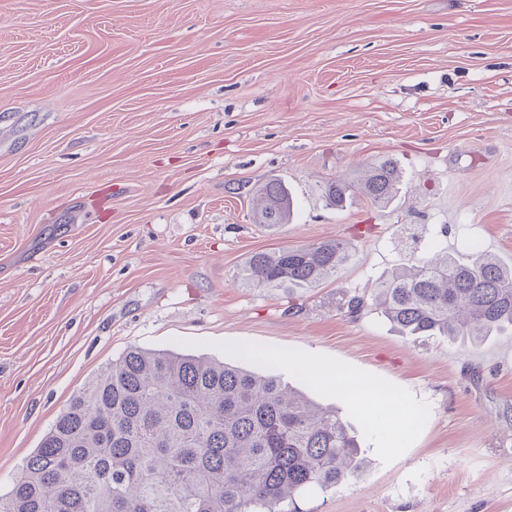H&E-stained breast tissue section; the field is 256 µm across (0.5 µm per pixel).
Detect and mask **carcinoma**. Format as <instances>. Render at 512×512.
I'll return each mask as SVG.
<instances>
[{
  "instance_id": "carcinoma-1",
  "label": "carcinoma",
  "mask_w": 512,
  "mask_h": 512,
  "mask_svg": "<svg viewBox=\"0 0 512 512\" xmlns=\"http://www.w3.org/2000/svg\"><path fill=\"white\" fill-rule=\"evenodd\" d=\"M401 178L385 160L356 185L327 183L324 197L342 209L358 192L386 206ZM252 194L253 223H291L294 199L280 180ZM353 258L338 239L261 250L233 281L288 295L338 280ZM372 305L404 336L483 341L512 328V265L487 251L462 262L435 239L337 309L356 318ZM360 467L338 411L279 377L134 347L73 395L0 495V512H300L303 493Z\"/></svg>"
}]
</instances>
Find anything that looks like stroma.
<instances>
[{
	"mask_svg": "<svg viewBox=\"0 0 512 512\" xmlns=\"http://www.w3.org/2000/svg\"><path fill=\"white\" fill-rule=\"evenodd\" d=\"M388 158L392 203L327 205V181ZM271 177L297 204L272 231L247 196ZM439 227L454 257L512 263V0H0V493L136 346L339 409L364 466L301 512H512V334L409 337L336 307ZM328 239L357 250L336 283H233L253 252Z\"/></svg>",
	"mask_w": 512,
	"mask_h": 512,
	"instance_id": "obj_1",
	"label": "stroma"
}]
</instances>
